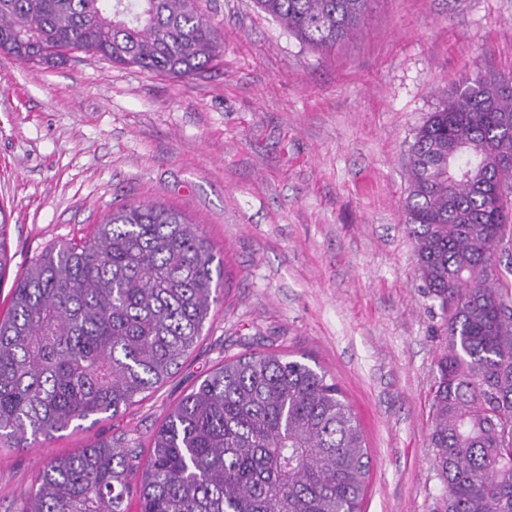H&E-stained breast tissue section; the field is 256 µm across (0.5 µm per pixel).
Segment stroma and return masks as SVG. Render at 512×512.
I'll use <instances>...</instances> for the list:
<instances>
[{"label": "stroma", "instance_id": "35a3bbf8", "mask_svg": "<svg viewBox=\"0 0 512 512\" xmlns=\"http://www.w3.org/2000/svg\"><path fill=\"white\" fill-rule=\"evenodd\" d=\"M221 37L188 81L84 53L45 68L0 54V209L11 286L113 207L161 203L199 224L226 285L200 344L123 416L0 446V512L39 465L124 436L148 449L224 360L282 351L340 383L370 457L363 512H438L430 446L446 340L403 223L408 149L455 81L512 74V0H373L323 52L254 0H198Z\"/></svg>", "mask_w": 512, "mask_h": 512}]
</instances>
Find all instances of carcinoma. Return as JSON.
Segmentation results:
<instances>
[{
    "mask_svg": "<svg viewBox=\"0 0 512 512\" xmlns=\"http://www.w3.org/2000/svg\"><path fill=\"white\" fill-rule=\"evenodd\" d=\"M372 0H256L299 42L332 50ZM217 31L197 0H0V49L34 65L100 56L177 80L208 70ZM404 223L442 312L430 447L444 512H512V75L467 76L415 133ZM10 257L0 210V278ZM198 225L122 205L13 282L0 317V440L28 448L122 416L179 369L223 293ZM370 461L340 385L285 353L224 361L156 429L146 464L119 436L38 468L16 512H361ZM496 286L512 289V239L506 238L498 247Z\"/></svg>",
    "mask_w": 512,
    "mask_h": 512,
    "instance_id": "carcinoma-1",
    "label": "carcinoma"
}]
</instances>
